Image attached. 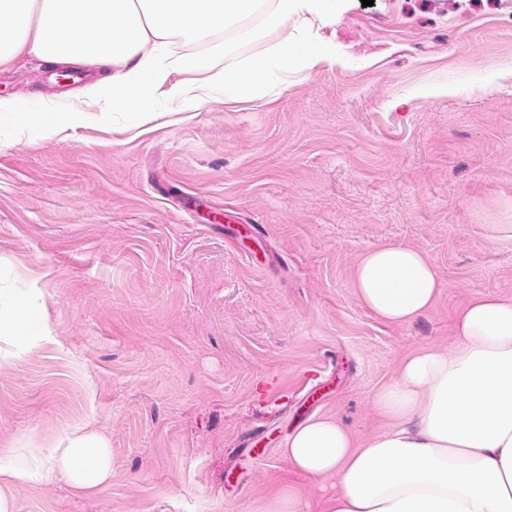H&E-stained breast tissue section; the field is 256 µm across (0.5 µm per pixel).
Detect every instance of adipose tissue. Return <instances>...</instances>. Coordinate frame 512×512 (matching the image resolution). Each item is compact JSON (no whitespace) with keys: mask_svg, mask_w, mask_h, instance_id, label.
I'll return each mask as SVG.
<instances>
[{"mask_svg":"<svg viewBox=\"0 0 512 512\" xmlns=\"http://www.w3.org/2000/svg\"><path fill=\"white\" fill-rule=\"evenodd\" d=\"M344 0H0V66L23 52L51 64H86L100 76L87 87L86 107L23 112L36 132L75 126L100 89L112 109L140 119L172 70L201 72L198 84L171 86L185 109L202 107L210 91L228 98L264 93L270 72L288 76L336 59L335 44L299 38L312 21L335 16ZM262 13L261 27L244 21ZM234 32L219 54L174 51ZM272 45H264L269 33ZM261 43L238 67L221 55L235 42ZM353 283L380 319L405 324L437 301L434 266L418 250L384 245L366 251ZM37 285L0 289V362L19 361L55 343L39 321ZM385 428L364 439L328 417L310 419L284 440L281 452L299 473L330 482L325 512H512V300L485 296L465 308L455 343L405 356L396 376L372 400ZM112 477V448L83 425L47 446L18 440L0 448V512H15L14 490L54 481L76 495L96 494Z\"/></svg>","mask_w":512,"mask_h":512,"instance_id":"1","label":"adipose tissue"}]
</instances>
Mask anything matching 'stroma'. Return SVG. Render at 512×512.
<instances>
[{"instance_id": "35a3bbf8", "label": "stroma", "mask_w": 512, "mask_h": 512, "mask_svg": "<svg viewBox=\"0 0 512 512\" xmlns=\"http://www.w3.org/2000/svg\"><path fill=\"white\" fill-rule=\"evenodd\" d=\"M312 35L339 63L261 98L161 96L132 126L103 95L48 134L0 112V287L36 280L62 342L0 364V446L87 423L112 447L97 496L19 487L16 512H258L292 476L288 434L378 432L405 355L448 349L471 299L512 300V0H349ZM58 71L22 56L0 98L81 104L46 90ZM384 244L441 279L407 325L352 286Z\"/></svg>"}]
</instances>
